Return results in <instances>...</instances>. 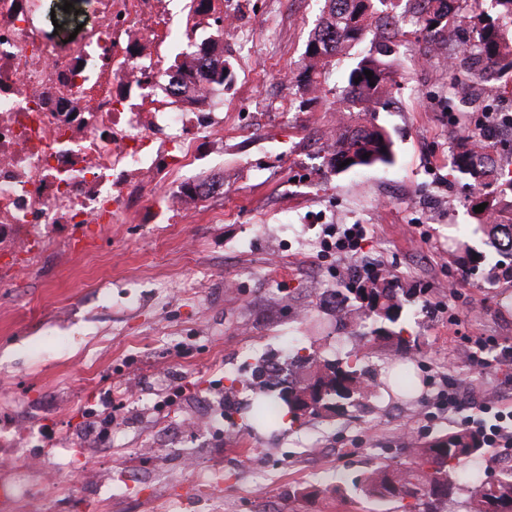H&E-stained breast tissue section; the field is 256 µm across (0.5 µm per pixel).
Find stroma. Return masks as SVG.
I'll return each instance as SVG.
<instances>
[{
  "instance_id": "35a3bbf8",
  "label": "stroma",
  "mask_w": 512,
  "mask_h": 512,
  "mask_svg": "<svg viewBox=\"0 0 512 512\" xmlns=\"http://www.w3.org/2000/svg\"><path fill=\"white\" fill-rule=\"evenodd\" d=\"M222 2L247 30L244 42H225L233 78L205 106L223 113L224 138L179 178H223V195L200 199L189 223L106 227L52 254L48 270L0 285V434L25 404L45 457L63 438L84 447L86 409L108 392L123 402L112 412L113 466L159 472L174 497L207 493L216 470L224 512H389L331 489L383 459H405L411 444L462 426L483 403L512 404V279L485 288L480 273L466 272L460 243L480 253L487 235L448 166L476 134L482 103L449 104L447 59L431 60L426 34L408 33L375 119L393 139L394 163L333 172L322 138L336 120L333 95L302 103L291 80L322 0ZM155 31L162 67L216 35L187 0H166ZM349 224L364 230L358 252H323L325 230ZM366 264L414 293L404 308L418 339L410 358L392 344L371 348L362 312L340 323L327 304L324 290ZM190 282L201 291L186 294ZM295 339L320 361L366 353L372 393L339 415L257 426L252 365L282 361ZM404 362L416 395L389 399L383 374ZM234 379L246 386L222 447L189 435L158 448L160 423L181 421L192 401ZM453 389L456 409L443 404ZM187 448L196 451L189 469Z\"/></svg>"
}]
</instances>
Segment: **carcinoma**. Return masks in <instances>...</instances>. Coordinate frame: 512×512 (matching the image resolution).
Masks as SVG:
<instances>
[{"mask_svg":"<svg viewBox=\"0 0 512 512\" xmlns=\"http://www.w3.org/2000/svg\"><path fill=\"white\" fill-rule=\"evenodd\" d=\"M471 1L479 2L457 0L459 14L450 15L448 0H414L417 8L411 22L416 30L433 34L445 30L463 32L460 50L449 57L450 100L465 90L467 82L482 79L504 60L512 61V0H487L488 5L478 10L468 8ZM395 9V0H325L322 15L305 46L303 66L294 74L298 89L307 94L319 88L321 78H329L333 67L349 56L355 44L373 28L378 40L369 53L357 57L345 71L331 111H375L390 93L398 36L406 35ZM215 45L217 42L211 40L193 55L195 64L185 70L179 100L193 102V88L198 82L214 88L227 83L231 64L226 59H212L210 47ZM366 70L373 72L372 78H367ZM348 159L351 163L341 166ZM393 162L391 137L374 124H344L336 131L327 153L329 167L337 172L363 171ZM450 167L475 189L470 207L486 204L484 211L475 214L479 223L487 225L494 248L487 256L477 255L476 265L482 267L483 279L493 285L502 275L512 277V169L491 156L477 155L472 146L456 153ZM350 306L364 311L377 324L371 331V341H394L399 348H409L410 340L402 336L404 328L399 326L404 303L391 283L351 281L339 294L336 313L341 314ZM368 374L364 355L358 351L325 362L312 375L313 381L306 383L291 380L284 384L270 374V369H263L259 376L278 393L272 402L257 403L254 420L259 424L272 422L273 405L288 409L292 425L308 415L343 413L358 406L368 394ZM309 388L313 392L307 403L302 394ZM486 454L479 433L456 428L409 449L407 459L399 465L379 463L352 483L351 493L372 501H394L403 512H454L464 480L472 479L467 465ZM465 504L467 512H512V467L501 472L494 482L474 481L468 487Z\"/></svg>","mask_w":512,"mask_h":512,"instance_id":"cac0c4a2","label":"carcinoma"}]
</instances>
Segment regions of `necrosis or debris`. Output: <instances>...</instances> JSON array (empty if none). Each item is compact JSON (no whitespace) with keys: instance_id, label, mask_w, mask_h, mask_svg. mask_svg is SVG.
Returning a JSON list of instances; mask_svg holds the SVG:
<instances>
[{"instance_id":"necrosis-or-debris-1","label":"necrosis or debris","mask_w":512,"mask_h":512,"mask_svg":"<svg viewBox=\"0 0 512 512\" xmlns=\"http://www.w3.org/2000/svg\"><path fill=\"white\" fill-rule=\"evenodd\" d=\"M97 23L77 40L52 38L43 0H0V282L35 267L64 228L188 220L197 189L173 187L179 169L201 163L224 135L209 112H150L149 88L180 79L147 76L149 31L164 0H96ZM34 439L15 424L0 439V503L8 512H60L54 490L67 476L85 512H110L112 477L75 470L74 449L45 467L24 450ZM96 492H89V480Z\"/></svg>"}]
</instances>
